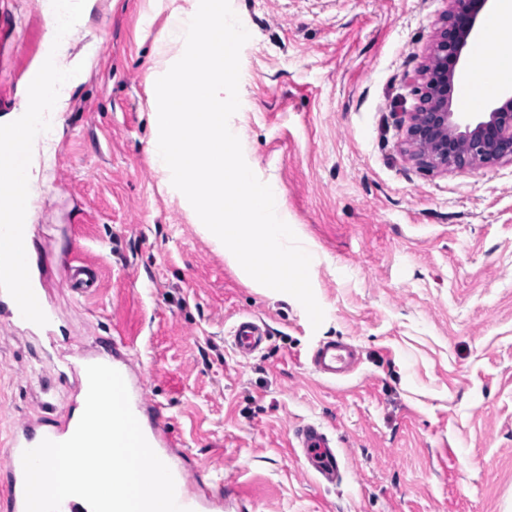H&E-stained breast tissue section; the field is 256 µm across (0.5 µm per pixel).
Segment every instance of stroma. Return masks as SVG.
Listing matches in <instances>:
<instances>
[{
    "mask_svg": "<svg viewBox=\"0 0 512 512\" xmlns=\"http://www.w3.org/2000/svg\"><path fill=\"white\" fill-rule=\"evenodd\" d=\"M448 0H231L250 34L232 116L312 256L325 312L248 285L162 186L149 88L177 49L146 0H97L79 43L97 64L73 92L33 216L44 299L72 350L131 337L132 368L222 512H512V162L427 170L405 150L406 74L427 61ZM0 115L25 92L42 0H0ZM93 264V292L59 259ZM269 339L241 358L236 321ZM355 372L321 380L322 341ZM72 382L0 314V441L52 424ZM323 426L343 456L321 482L290 441ZM310 364L316 375L336 380L347 376L358 364L357 354L350 344L331 340L320 343L310 355Z\"/></svg>",
    "mask_w": 512,
    "mask_h": 512,
    "instance_id": "obj_1",
    "label": "stroma"
}]
</instances>
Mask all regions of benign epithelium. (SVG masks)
I'll return each instance as SVG.
<instances>
[{
    "instance_id": "1",
    "label": "benign epithelium",
    "mask_w": 512,
    "mask_h": 512,
    "mask_svg": "<svg viewBox=\"0 0 512 512\" xmlns=\"http://www.w3.org/2000/svg\"><path fill=\"white\" fill-rule=\"evenodd\" d=\"M489 0H450L429 63L411 77L416 103L402 113L411 156L423 167L467 169L512 162V94L481 114L455 112L452 88L462 52Z\"/></svg>"
}]
</instances>
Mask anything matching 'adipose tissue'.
<instances>
[{
    "label": "adipose tissue",
    "mask_w": 512,
    "mask_h": 512,
    "mask_svg": "<svg viewBox=\"0 0 512 512\" xmlns=\"http://www.w3.org/2000/svg\"><path fill=\"white\" fill-rule=\"evenodd\" d=\"M96 0H44L47 15L39 60L27 75L28 88L10 114L0 117V130L13 134L18 192L32 217L39 200L38 182L51 169V141L62 124L71 94L95 63L90 47L75 49ZM512 42V0H497L485 16L478 44L485 64L478 74L491 93L512 87V60L496 55L492 43Z\"/></svg>",
    "instance_id": "ef3b65f1"
}]
</instances>
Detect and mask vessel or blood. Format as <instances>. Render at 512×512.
I'll return each mask as SVG.
<instances>
[{
	"label": "vessel or blood",
	"mask_w": 512,
	"mask_h": 512,
	"mask_svg": "<svg viewBox=\"0 0 512 512\" xmlns=\"http://www.w3.org/2000/svg\"><path fill=\"white\" fill-rule=\"evenodd\" d=\"M481 83L468 79L457 84L455 97L460 108H478L484 99ZM15 183L12 178L0 177V194L6 201L0 206V306L11 309L16 323L49 329L54 321L52 310L41 308L37 298L16 293L18 283L36 280L38 267L27 260L23 253L14 250L13 245L24 229L21 212L15 205ZM269 336L267 327L256 321H237L231 329V338L237 354L247 358L259 351ZM114 351L102 355L94 351L78 353L63 364L73 377L76 390L70 398L67 409L50 427H42L40 421L30 420L17 426L7 437V462L0 466V512H25L24 471L22 454L37 446L42 440L63 441L74 433L85 406L88 391L86 367L90 364H105L118 370L126 383L133 413L149 445L162 461L170 462L174 477L176 499L187 512H211L214 501L192 487L187 467L172 464L174 453L171 437L161 423L162 412L144 392L140 379L134 378L128 359L123 351L126 341L113 344ZM310 364L316 375L328 380L347 376L358 364L357 354L350 344L331 340L320 343L310 355ZM297 447L308 468L322 479L332 480L341 473L342 461L330 440L319 425L308 423L295 432Z\"/></svg>",
	"instance_id": "obj_1"
}]
</instances>
